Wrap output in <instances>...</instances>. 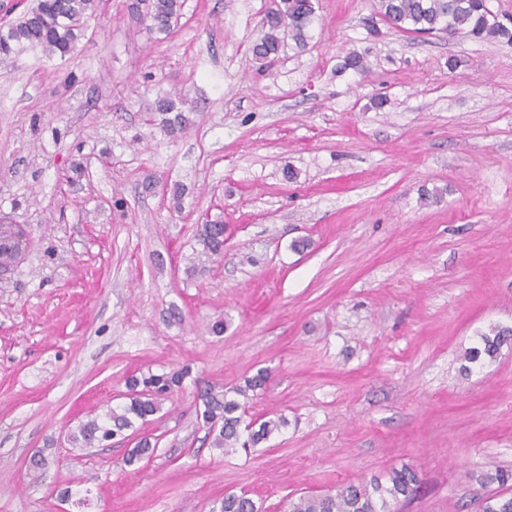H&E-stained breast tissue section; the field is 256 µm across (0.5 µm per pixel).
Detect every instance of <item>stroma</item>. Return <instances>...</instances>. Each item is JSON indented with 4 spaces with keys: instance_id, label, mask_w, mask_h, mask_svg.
Listing matches in <instances>:
<instances>
[{
    "instance_id": "obj_1",
    "label": "stroma",
    "mask_w": 512,
    "mask_h": 512,
    "mask_svg": "<svg viewBox=\"0 0 512 512\" xmlns=\"http://www.w3.org/2000/svg\"><path fill=\"white\" fill-rule=\"evenodd\" d=\"M133 2L101 0L67 61L0 60V217L30 237L0 275V512H212L241 491L276 512L405 465L402 512H480L500 490L482 474L512 473V347L461 370L512 327V44L315 0L307 46L262 68L278 0H183L167 34ZM353 51L368 73L342 69ZM164 96L185 130L153 122ZM184 366L142 428L153 457L72 445L130 377ZM262 367L252 411L285 426L211 447L199 390ZM224 224H202L198 240L203 246V254L211 258L212 256H220L224 253ZM511 344L512 328L494 326L481 336V346L466 350L463 359L471 364L481 363L487 359L494 361L500 355L503 346Z\"/></svg>"
}]
</instances>
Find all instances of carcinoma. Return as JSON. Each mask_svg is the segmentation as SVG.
Returning a JSON list of instances; mask_svg holds the SVG:
<instances>
[{
    "mask_svg": "<svg viewBox=\"0 0 512 512\" xmlns=\"http://www.w3.org/2000/svg\"><path fill=\"white\" fill-rule=\"evenodd\" d=\"M145 5V19L150 28L167 34L180 16L181 0H141ZM98 7V0H31L16 19L0 25V54L9 57L27 50L38 49L48 58H61L71 54L87 17ZM380 15L393 27L411 34L461 35L474 41L501 38L512 42V30L495 19L486 0H378ZM315 6L313 0H279L262 21V35L252 46V55L258 62L276 57L281 49L282 34L286 33L299 48L306 46ZM344 70L359 74L369 72L364 55L353 52L344 57ZM175 102L159 98L154 111L163 115V126L169 130L183 127L186 117L175 112ZM174 117H168L169 113ZM198 240L203 254L208 257L224 253L223 225L204 224ZM512 344V328L494 326L481 336V346L465 351L463 359L471 364L494 361L501 349ZM190 374L185 366L175 371L151 374L141 380H131L129 403L119 408H108L81 424L72 435L79 448L102 446L126 432L137 431V422L162 410L166 395L180 387ZM265 368L246 377L243 382L215 390L208 387L198 393V416L208 430L214 448H256L287 421H257L249 414L253 392L268 381ZM143 390H138V387ZM157 443L141 437L124 460L127 466L138 464L154 454ZM420 478L418 472L404 466L394 469L387 483L375 479L369 483H349L336 487V491L321 495H300L282 506V512H397L400 501L416 494ZM218 512H261V507L248 493H226ZM483 512H512V495L495 494L484 505Z\"/></svg>",
    "mask_w": 512,
    "mask_h": 512,
    "instance_id": "carcinoma-1",
    "label": "carcinoma"
}]
</instances>
